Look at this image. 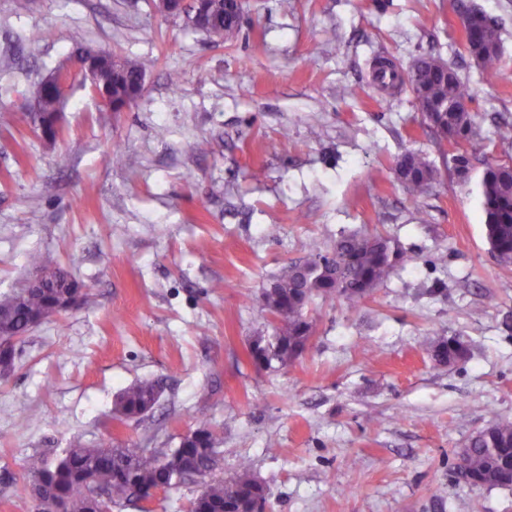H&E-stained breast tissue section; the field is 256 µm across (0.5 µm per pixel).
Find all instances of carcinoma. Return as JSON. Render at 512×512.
I'll return each mask as SVG.
<instances>
[{
    "mask_svg": "<svg viewBox=\"0 0 512 512\" xmlns=\"http://www.w3.org/2000/svg\"><path fill=\"white\" fill-rule=\"evenodd\" d=\"M212 23L205 33L218 40H231L239 32V23L224 21L226 0H207ZM72 55L89 61L99 79L91 92L103 104V111L116 112L131 106L141 96L140 79L155 66L146 58L121 59V76L112 79L113 55L84 41V35H73ZM469 44L480 47L481 81L493 85L505 75L501 65L500 36L496 23L483 17L481 30L471 34ZM409 71L424 81L426 94L435 104L471 98L458 75L444 76L436 58L420 55L413 59ZM60 96L46 92L38 101L32 120L43 123L59 111ZM427 127L439 138L458 139L463 153L450 160L449 170L467 166L483 159L480 179L483 224L491 254L504 265L512 264V167L507 162L491 161L487 156V140L474 125L472 115L439 110L425 118ZM408 170L402 179L407 192L419 198L437 180L438 169L423 154L403 155ZM411 261L393 238L378 233L353 232L326 244L314 240L306 259L291 263L264 287L257 297L262 313L271 320L273 333L253 337L249 358L259 371H274L297 360L305 352L314 335V324L307 308L316 298L339 299L355 308L370 297L398 267ZM51 305L50 291L30 292L22 298L8 296L0 300V337L23 338L28 322L35 313ZM432 359L439 365H451L469 353L468 343L461 336H439L430 341ZM160 386L155 381H138L124 388L113 403V418H138L158 402ZM202 434L181 440L178 447L162 456L137 455L130 448L103 442L96 448H67L54 462L42 460L32 467L30 476L47 477L54 483L57 496L70 502L69 512H84L81 479L92 478L104 488L122 482L115 499L135 495L144 500L159 489L167 490L202 477L217 465V449L224 445V432L200 421ZM455 472L463 474L475 487L512 486V420L488 425L465 444L457 455ZM271 488L258 480L249 461L243 459L227 477L205 484L201 495L190 503V512H249L256 501L266 503Z\"/></svg>",
    "mask_w": 512,
    "mask_h": 512,
    "instance_id": "obj_1",
    "label": "carcinoma"
}]
</instances>
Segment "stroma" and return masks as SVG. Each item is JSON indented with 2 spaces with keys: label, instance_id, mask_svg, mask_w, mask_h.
Listing matches in <instances>:
<instances>
[{
  "label": "stroma",
  "instance_id": "obj_1",
  "mask_svg": "<svg viewBox=\"0 0 512 512\" xmlns=\"http://www.w3.org/2000/svg\"><path fill=\"white\" fill-rule=\"evenodd\" d=\"M469 2L500 30L508 77L492 86L457 0H242L224 43L156 0H0V299L32 281V252L88 294L31 329L0 378V512H32L40 456L106 439L173 449L203 417L224 431L219 470L246 458L270 486L263 512H512V488L453 473L472 435L512 420V266L489 252L482 170L449 174L409 88L383 90L373 73L379 58L447 62L474 93L489 158L512 161L494 136L512 121V0ZM77 29L156 65L121 112L100 111L73 75L50 142L29 107ZM347 85L356 96L340 95ZM409 151L439 170L420 198L395 173ZM365 230L410 263L358 309L315 299L302 357L256 370L249 341L271 331L262 287L312 240ZM441 334L464 337L468 358L437 365L428 342ZM142 379L161 383L158 405L114 419L115 396ZM201 488L112 512H187Z\"/></svg>",
  "mask_w": 512,
  "mask_h": 512
}]
</instances>
